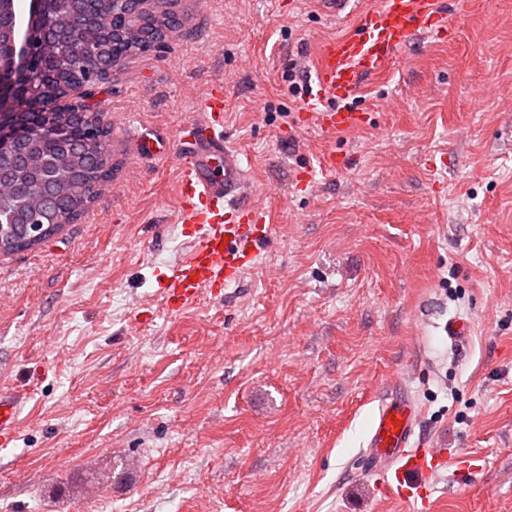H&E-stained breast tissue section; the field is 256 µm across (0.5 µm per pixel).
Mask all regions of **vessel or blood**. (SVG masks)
I'll return each instance as SVG.
<instances>
[{"mask_svg": "<svg viewBox=\"0 0 512 512\" xmlns=\"http://www.w3.org/2000/svg\"><path fill=\"white\" fill-rule=\"evenodd\" d=\"M448 30V9L441 0H379L358 11L354 34L320 47L317 90L304 99L302 111L325 133L362 126L365 114L353 101L364 79L379 72L413 35L437 39ZM190 127L173 153L181 172L175 209L191 249L164 275V304L172 313L185 310L204 291L237 282L277 234L276 225L247 203L251 185L238 154L225 144L223 83L211 85ZM20 405V395L0 392L1 442L13 439ZM419 415L408 385L395 379L389 396L379 398L362 445L364 455L381 462L386 491L401 501L422 499L426 477L452 461L417 438Z\"/></svg>", "mask_w": 512, "mask_h": 512, "instance_id": "1", "label": "vessel or blood"}]
</instances>
